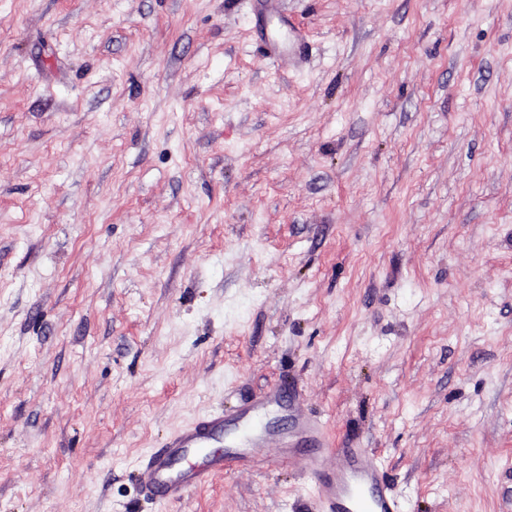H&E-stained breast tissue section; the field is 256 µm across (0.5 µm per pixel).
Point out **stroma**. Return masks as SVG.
<instances>
[{
	"label": "stroma",
	"mask_w": 512,
	"mask_h": 512,
	"mask_svg": "<svg viewBox=\"0 0 512 512\" xmlns=\"http://www.w3.org/2000/svg\"><path fill=\"white\" fill-rule=\"evenodd\" d=\"M407 512H512V0H0V512H327L294 463L160 505L273 385ZM294 391L277 386L269 390L252 411L238 421V448L219 452L211 447L216 435L224 431V415H214L174 434L161 448L149 454L141 472L145 489L161 504L180 499L185 492L208 483L212 474L231 462L249 460L255 467H270L284 460H270L259 453L260 424L267 407L292 409Z\"/></svg>",
	"instance_id": "stroma-1"
}]
</instances>
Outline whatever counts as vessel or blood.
I'll use <instances>...</instances> for the list:
<instances>
[{
    "label": "vessel or blood",
    "mask_w": 512,
    "mask_h": 512,
    "mask_svg": "<svg viewBox=\"0 0 512 512\" xmlns=\"http://www.w3.org/2000/svg\"><path fill=\"white\" fill-rule=\"evenodd\" d=\"M295 392L277 386L238 421L239 445L222 451L212 442L224 429L223 415H215L174 434L153 449L141 472L145 489L159 502L180 499L185 492L208 483L214 472L232 462L270 466L259 449L260 424L267 407L292 409ZM310 478L329 512H403L382 464L370 451L358 448H316L306 456Z\"/></svg>",
    "instance_id": "1"
}]
</instances>
